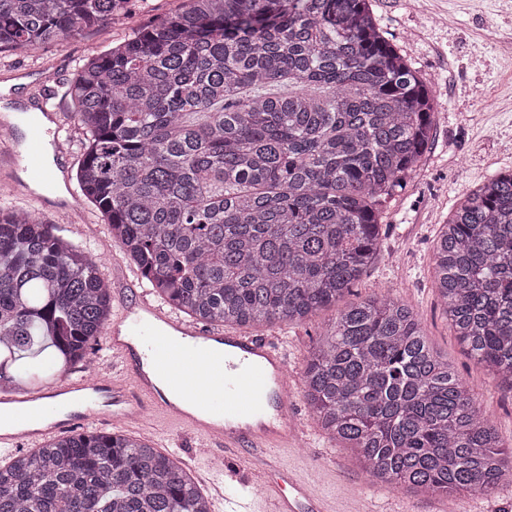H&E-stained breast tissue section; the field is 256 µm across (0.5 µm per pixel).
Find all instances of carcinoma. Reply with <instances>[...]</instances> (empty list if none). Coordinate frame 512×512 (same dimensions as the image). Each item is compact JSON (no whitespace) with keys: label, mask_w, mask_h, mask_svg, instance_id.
I'll use <instances>...</instances> for the list:
<instances>
[{"label":"carcinoma","mask_w":512,"mask_h":512,"mask_svg":"<svg viewBox=\"0 0 512 512\" xmlns=\"http://www.w3.org/2000/svg\"><path fill=\"white\" fill-rule=\"evenodd\" d=\"M373 0H189L85 60L63 92L72 188L164 304L224 327L291 325L341 301L377 252L380 213L432 139V93ZM129 0H0V53L23 54ZM452 327L512 389V171L478 185L435 245ZM112 311L89 247L0 193V392L32 363L88 362ZM304 398L374 483L490 495L512 456L474 392L391 297L350 302L315 342ZM0 512H211L181 461L83 430L0 465Z\"/></svg>","instance_id":"1"}]
</instances>
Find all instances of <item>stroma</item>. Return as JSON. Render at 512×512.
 Listing matches in <instances>:
<instances>
[{
  "label": "stroma",
  "mask_w": 512,
  "mask_h": 512,
  "mask_svg": "<svg viewBox=\"0 0 512 512\" xmlns=\"http://www.w3.org/2000/svg\"><path fill=\"white\" fill-rule=\"evenodd\" d=\"M186 0H130L128 15L42 46L35 56L0 53V78L29 71L62 112L61 98L79 62L122 41L132 31L184 8ZM388 38L405 51L434 94L432 145L418 168L387 202L376 256L353 287L351 300L388 295L411 307L430 345L479 397L505 446H512V390L496 385L472 360L448 323L433 286L435 243L458 199L487 177L512 169V0H373ZM452 24H445V17ZM338 311L327 307L303 322L254 328L288 352L293 419L302 430L282 465L297 469L355 512H433L437 495L395 491L370 482L354 454L317 425L302 392L301 375L312 346ZM118 431L151 441L188 462L198 486L215 494L218 477L203 458L201 440L144 413Z\"/></svg>",
  "instance_id": "1"
}]
</instances>
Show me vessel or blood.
<instances>
[{
  "label": "vessel or blood",
  "mask_w": 512,
  "mask_h": 512,
  "mask_svg": "<svg viewBox=\"0 0 512 512\" xmlns=\"http://www.w3.org/2000/svg\"><path fill=\"white\" fill-rule=\"evenodd\" d=\"M60 115L18 126L0 123V166L22 165L29 182L67 178ZM112 361L61 379L48 391L0 395V447L35 446L76 425L122 419L125 409L150 408L165 421L191 430L208 458L234 454L248 459L242 477L256 487L253 503L230 512H335L336 503L310 483L282 469L270 477L271 452L294 446L300 430L290 415L288 356L269 341L206 330L164 312L142 296L120 300L106 331ZM173 389L165 396L155 377Z\"/></svg>",
  "instance_id": "b4317fda"
}]
</instances>
